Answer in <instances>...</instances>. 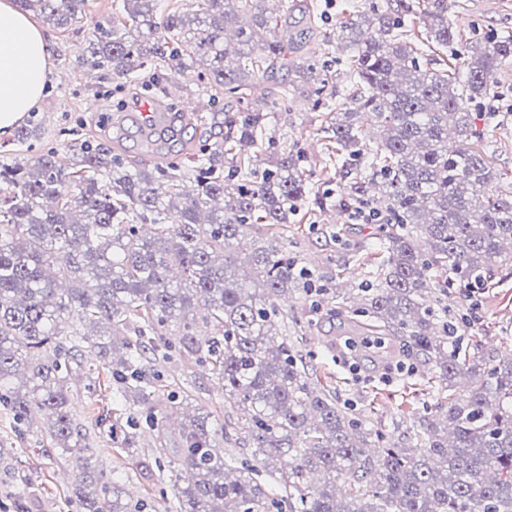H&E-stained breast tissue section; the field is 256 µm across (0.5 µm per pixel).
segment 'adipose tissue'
Listing matches in <instances>:
<instances>
[{
	"instance_id": "ef3b65f1",
	"label": "adipose tissue",
	"mask_w": 512,
	"mask_h": 512,
	"mask_svg": "<svg viewBox=\"0 0 512 512\" xmlns=\"http://www.w3.org/2000/svg\"><path fill=\"white\" fill-rule=\"evenodd\" d=\"M50 73L46 34L0 0V137L39 105Z\"/></svg>"
}]
</instances>
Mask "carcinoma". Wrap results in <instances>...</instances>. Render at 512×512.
<instances>
[{
	"mask_svg": "<svg viewBox=\"0 0 512 512\" xmlns=\"http://www.w3.org/2000/svg\"><path fill=\"white\" fill-rule=\"evenodd\" d=\"M297 1L307 20L294 47L270 37L279 19L266 15L265 0H198L192 15L175 5L163 18L157 0H123L121 19L94 27L81 48L90 68L124 77L193 71L236 104L239 119L211 113L206 126H224V139L202 152L151 172L85 137L62 153L0 162V406L20 436L45 417L43 437L82 473V512L148 510L96 466L94 437L123 450L136 447L143 424L164 437L159 403L178 410L189 396L160 398L150 363L175 355L208 371L240 410L252 457L265 468L282 463V495L267 491L257 466L230 468L224 425L200 409L178 430L184 482L173 484L168 512H512V356L469 346L433 307L448 285L482 287L494 267L512 264V181L495 171L468 109L494 87L512 38L471 47L461 75L425 66L400 30L417 13L425 41L448 46V0H422L420 11L388 0L339 22L355 90L328 126L344 158L336 208L350 223L372 213L382 254L360 286L365 330L411 348L438 393L417 418L418 447L378 450L381 436L318 390L317 373L278 340L280 301L322 293L314 272L277 243L235 252L242 227L283 226L310 194L301 155L274 151L260 171L236 152L270 123L247 98L251 74L281 67L290 50H315L317 5ZM15 2L64 28L83 18L87 0ZM241 12L251 24L229 50L224 36ZM373 24L379 35L367 39ZM362 115L377 127L371 144L359 136ZM41 135L33 117L15 137L22 145ZM232 268L244 269L243 281ZM89 355L112 368L134 408L91 423L73 414L69 382Z\"/></svg>",
	"mask_w": 512,
	"mask_h": 512,
	"instance_id": "carcinoma-1",
	"label": "carcinoma"
}]
</instances>
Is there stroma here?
I'll return each mask as SVG.
<instances>
[{
	"label": "stroma",
	"instance_id": "obj_1",
	"mask_svg": "<svg viewBox=\"0 0 512 512\" xmlns=\"http://www.w3.org/2000/svg\"><path fill=\"white\" fill-rule=\"evenodd\" d=\"M317 37L330 56H337L336 28L339 20L354 7L370 11L380 8L385 0H316ZM123 0H88L86 15L67 30L50 28L51 60L54 78L46 92L39 114L43 119L41 138L32 140L31 153L42 148H64L67 130L80 127L85 136L111 142L117 127L131 126L138 119L148 98L139 79L116 77L108 71H91L79 54L95 23H109L121 15ZM448 21L460 41L436 50L435 62H463L469 43L493 44L503 36H512V0H448ZM330 81L336 91L329 97L318 92L309 74L296 72L285 65L274 77L257 75L251 85L250 100L254 107L272 100L283 84L295 88L289 111L276 112L267 129L273 147L295 149L302 156L306 178L315 194L323 197V206L306 204L291 216L282 237L290 255L313 270L324 288L321 306L301 295L285 302L286 316L278 331L294 350L316 368L318 377L340 400L353 404L367 426L381 432L385 442L400 448L417 444L416 421L426 405L432 404L431 389L418 373H404L390 381L381 374L392 361L389 348L362 352L357 363L359 376H352L341 362V345L346 332L336 330L332 313L342 307L353 310L351 296L357 295L362 282L369 280L373 258L377 252L376 225L356 224L352 227V246L339 248L332 237L336 229L333 192L338 189L332 176L333 164L328 156L327 127L331 122L330 104L347 101L353 90L345 65L331 68ZM185 97L196 105L199 116L223 108L224 98H213L205 81L196 73L180 77ZM478 129L486 134L499 172L512 175V60L503 61L496 73L491 94L470 106ZM197 120L185 126L182 137L192 144H201L202 127ZM474 319L462 320L459 335L476 341L485 351L505 355L512 349V265L496 267L491 288L477 297ZM91 370L75 376L70 383L71 408L81 419H90L110 407L114 399L110 370L102 362L91 361ZM167 390L188 393L193 406L206 409L222 422L231 439L228 452L248 455L242 435L236 434L239 412L225 405L224 397L207 371L183 358L158 364ZM180 415H170L167 436L157 439L155 433L140 437L142 455L132 456L113 449L110 440L95 441L98 463L132 498H146L155 512H166L173 495L174 461L177 457L175 438L180 428ZM0 453L27 476L26 482H13L8 494L0 493V512H79L74 501L75 484L69 475L73 465L67 456L48 449L41 434L20 439L15 423L0 410Z\"/></svg>",
	"mask_w": 512,
	"mask_h": 512
}]
</instances>
